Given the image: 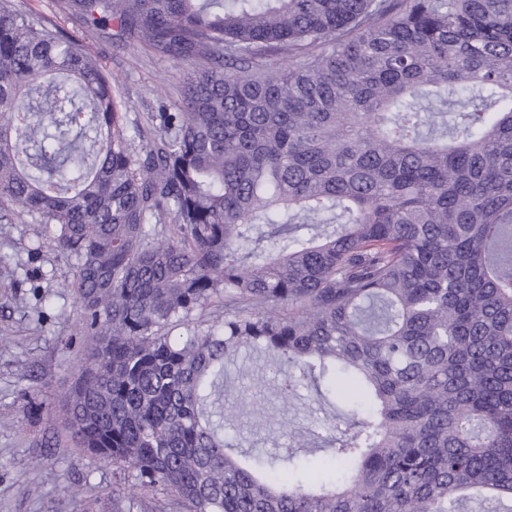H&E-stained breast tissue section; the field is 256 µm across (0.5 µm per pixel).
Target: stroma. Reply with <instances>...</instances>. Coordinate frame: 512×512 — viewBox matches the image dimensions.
<instances>
[{
  "mask_svg": "<svg viewBox=\"0 0 512 512\" xmlns=\"http://www.w3.org/2000/svg\"><path fill=\"white\" fill-rule=\"evenodd\" d=\"M79 36L130 102V121L146 123L178 98L182 64L93 28ZM0 254L16 269L0 288V512H114L112 465L92 464L65 428L66 395L82 365L70 343L78 302L67 262L47 226L26 217L0 223ZM263 367L247 353L225 371L224 435L275 452L289 429L316 430L326 408L308 390L284 404L274 393L279 376Z\"/></svg>",
  "mask_w": 512,
  "mask_h": 512,
  "instance_id": "obj_1",
  "label": "stroma"
}]
</instances>
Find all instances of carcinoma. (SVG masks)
I'll list each match as a JSON object with an SVG mask.
<instances>
[{"label":"carcinoma","mask_w":512,"mask_h":512,"mask_svg":"<svg viewBox=\"0 0 512 512\" xmlns=\"http://www.w3.org/2000/svg\"><path fill=\"white\" fill-rule=\"evenodd\" d=\"M190 67L129 126L102 63L0 0V221L54 225L93 341L67 428L153 512H512V0H67ZM143 142L135 147V140ZM184 328L178 340L173 332ZM345 409L224 439V363Z\"/></svg>","instance_id":"1"}]
</instances>
